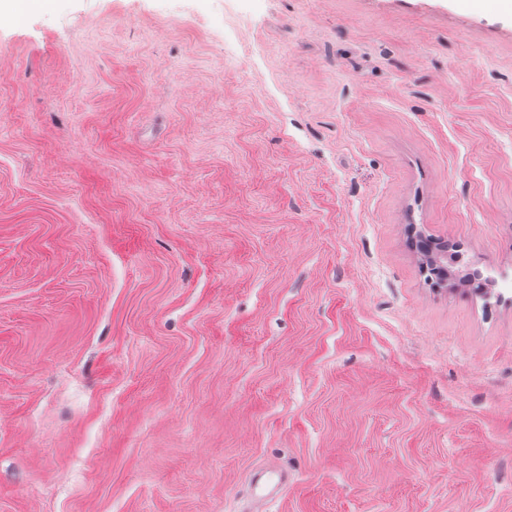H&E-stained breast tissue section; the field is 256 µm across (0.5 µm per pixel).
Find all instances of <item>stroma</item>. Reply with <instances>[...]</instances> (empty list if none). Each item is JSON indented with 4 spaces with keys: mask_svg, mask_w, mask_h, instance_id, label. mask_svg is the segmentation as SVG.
<instances>
[{
    "mask_svg": "<svg viewBox=\"0 0 512 512\" xmlns=\"http://www.w3.org/2000/svg\"><path fill=\"white\" fill-rule=\"evenodd\" d=\"M512 10L0 17V512H512Z\"/></svg>",
    "mask_w": 512,
    "mask_h": 512,
    "instance_id": "obj_1",
    "label": "stroma"
}]
</instances>
